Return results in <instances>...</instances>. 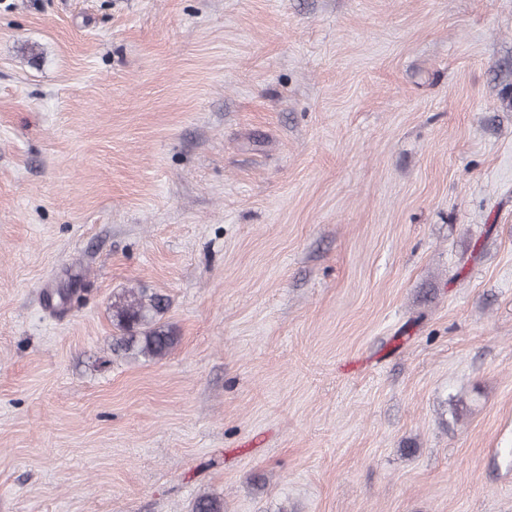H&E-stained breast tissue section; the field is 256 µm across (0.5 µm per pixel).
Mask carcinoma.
Here are the masks:
<instances>
[{
  "label": "carcinoma",
  "instance_id": "obj_1",
  "mask_svg": "<svg viewBox=\"0 0 512 512\" xmlns=\"http://www.w3.org/2000/svg\"><path fill=\"white\" fill-rule=\"evenodd\" d=\"M167 307L164 296L146 288L131 289L112 304L113 322L120 332L116 347L148 360L166 356L178 343L175 332L158 324ZM193 512H224V503L203 494L196 498Z\"/></svg>",
  "mask_w": 512,
  "mask_h": 512
}]
</instances>
